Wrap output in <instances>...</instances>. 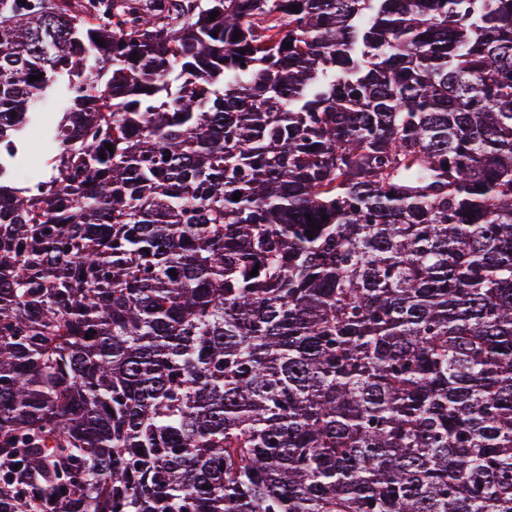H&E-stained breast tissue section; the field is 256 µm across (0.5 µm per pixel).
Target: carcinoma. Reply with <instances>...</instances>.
I'll list each match as a JSON object with an SVG mask.
<instances>
[{
  "label": "carcinoma",
  "instance_id": "carcinoma-1",
  "mask_svg": "<svg viewBox=\"0 0 512 512\" xmlns=\"http://www.w3.org/2000/svg\"><path fill=\"white\" fill-rule=\"evenodd\" d=\"M50 92L0 512H512V0H0Z\"/></svg>",
  "mask_w": 512,
  "mask_h": 512
}]
</instances>
